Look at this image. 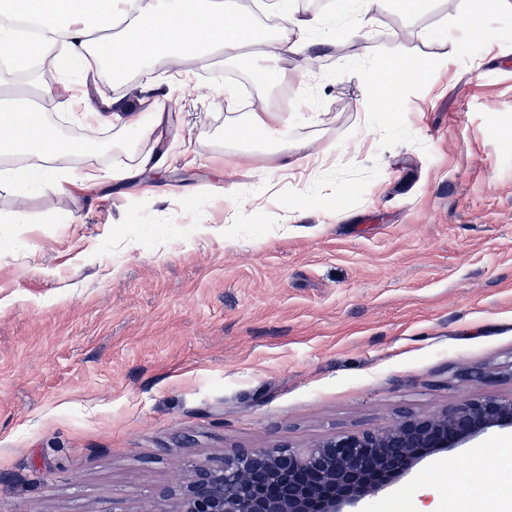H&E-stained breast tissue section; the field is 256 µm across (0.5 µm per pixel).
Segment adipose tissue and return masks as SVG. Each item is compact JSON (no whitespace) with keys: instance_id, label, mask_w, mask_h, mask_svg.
<instances>
[{"instance_id":"adipose-tissue-1","label":"adipose tissue","mask_w":512,"mask_h":512,"mask_svg":"<svg viewBox=\"0 0 512 512\" xmlns=\"http://www.w3.org/2000/svg\"><path fill=\"white\" fill-rule=\"evenodd\" d=\"M393 1L405 13L419 12L425 3L359 0L356 15L346 31L348 38L366 37L373 15L386 10ZM0 19L31 22L46 34L39 42H20L17 56L41 55L47 47H57L71 59L84 63L82 82L97 81L108 73L116 84L160 55L176 65L188 58L220 56L234 61L244 57L249 48L270 59L292 55L297 59L298 73L303 75L313 61L311 34L320 22L316 16L285 12L280 16L278 29L269 30L243 9L240 0H0ZM377 69L384 87L377 104L384 111L390 104L388 87L410 80L419 82L428 75L426 62L410 63L400 58L380 60ZM66 104L80 116L93 117L99 125L116 120L112 149L126 158L124 167L116 170V177L163 166V113L143 111L123 94L97 98L71 92ZM32 114V109L25 106L0 105V177L14 178L11 160L23 154L46 162L51 190L57 194L62 177L56 174L52 160L84 154L91 143L67 140L48 125H34ZM292 121L291 115L267 109L237 114L232 119L241 133L237 147L243 150L256 146V138L262 134L274 138L278 149H287V141L275 139L274 133Z\"/></svg>"}]
</instances>
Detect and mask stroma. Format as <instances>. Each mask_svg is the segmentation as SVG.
<instances>
[{
  "instance_id": "1",
  "label": "stroma",
  "mask_w": 512,
  "mask_h": 512,
  "mask_svg": "<svg viewBox=\"0 0 512 512\" xmlns=\"http://www.w3.org/2000/svg\"><path fill=\"white\" fill-rule=\"evenodd\" d=\"M286 6L333 41L306 75L285 55L264 87L214 57L185 90L157 66L124 83L161 90L162 169L113 180L108 127L64 193L0 182V512H149L237 449L512 392V9L431 0L348 41L355 0ZM390 57L430 75L384 112L364 101ZM230 82L294 113L292 151L228 148ZM426 481L437 512L470 485L512 512V434L427 457L370 512H413Z\"/></svg>"
}]
</instances>
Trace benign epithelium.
Here are the masks:
<instances>
[{
  "label": "benign epithelium",
  "instance_id": "7a95c632",
  "mask_svg": "<svg viewBox=\"0 0 512 512\" xmlns=\"http://www.w3.org/2000/svg\"><path fill=\"white\" fill-rule=\"evenodd\" d=\"M496 431L512 432V393L452 404L434 414L402 411L382 425L335 434L308 447L242 448L196 467L176 512H361L422 461Z\"/></svg>",
  "mask_w": 512,
  "mask_h": 512
}]
</instances>
